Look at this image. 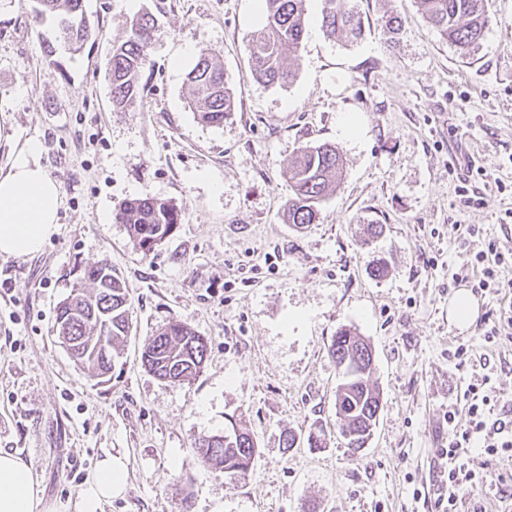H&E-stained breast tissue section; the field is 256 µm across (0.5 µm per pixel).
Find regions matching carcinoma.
I'll use <instances>...</instances> for the list:
<instances>
[{
    "label": "carcinoma",
    "mask_w": 512,
    "mask_h": 512,
    "mask_svg": "<svg viewBox=\"0 0 512 512\" xmlns=\"http://www.w3.org/2000/svg\"><path fill=\"white\" fill-rule=\"evenodd\" d=\"M84 0H37L35 19L56 25L59 38L78 52L95 37L86 21ZM264 24L250 35L248 51L253 74L267 85H286L295 72L286 55L297 52L305 30L307 0H262ZM351 0H322V26L330 36L349 41L362 34V21ZM426 21L461 50H475L488 25L486 0H419ZM159 34L152 14L137 13L129 21L124 39L113 43L109 61L112 107L129 110L137 105L140 77L150 64V47ZM190 104L204 124L220 126L236 111L221 60L203 52L187 74ZM343 161L328 143L299 149L287 176L292 189L283 212L286 224L299 228L317 222L319 205L336 190ZM113 219L127 226L130 238L149 252L181 221L174 205L150 197L133 198L115 212ZM127 292L112 274V266L98 262L84 269L81 281L58 307L56 333L72 357L97 376L112 369L113 352L129 333ZM207 342L190 325L169 322L143 345L142 363L157 378L170 382L189 380L203 370ZM328 355L340 369L342 382L336 390V418L341 434L353 450L369 439L372 419L381 397L372 383L373 357L370 345L348 330L339 331ZM194 448L203 462L234 481L248 477L257 454V442L241 421H234L222 435L202 436Z\"/></svg>",
    "instance_id": "1"
}]
</instances>
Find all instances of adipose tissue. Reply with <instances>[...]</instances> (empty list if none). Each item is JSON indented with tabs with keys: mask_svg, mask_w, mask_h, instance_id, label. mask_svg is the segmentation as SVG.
<instances>
[{
	"mask_svg": "<svg viewBox=\"0 0 512 512\" xmlns=\"http://www.w3.org/2000/svg\"><path fill=\"white\" fill-rule=\"evenodd\" d=\"M60 204V187L41 163L40 143L12 149L6 172H0V256L39 252L57 229ZM126 489V462L108 452L82 492L58 511L34 493L29 465L0 452V512H103L104 504Z\"/></svg>",
	"mask_w": 512,
	"mask_h": 512,
	"instance_id": "1",
	"label": "adipose tissue"
}]
</instances>
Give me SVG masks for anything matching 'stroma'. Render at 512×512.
I'll list each match as a JSON object with an SVG mask.
<instances>
[{"label":"stroma","instance_id":"obj_1","mask_svg":"<svg viewBox=\"0 0 512 512\" xmlns=\"http://www.w3.org/2000/svg\"><path fill=\"white\" fill-rule=\"evenodd\" d=\"M354 2L364 29L350 43L326 35L321 0H308L295 77L266 86L249 65L254 0H85L96 37L76 55L47 53L55 32L36 23L35 0H0V168L38 141L61 192L41 252L0 256V451L30 465L44 501L76 498L109 450L127 462L128 489L104 512H439L449 405L486 374L489 420L512 415V335L484 341L512 303V270L500 290L473 289L468 329L448 323L452 275L473 259L465 225L512 253V0H488L471 54L442 39L418 0ZM141 10L161 34L139 104L116 112L112 44ZM391 11L402 19L394 39L381 23ZM204 50L237 101L221 126L189 106L187 74ZM325 142L343 156L341 185L317 223H283L284 169ZM136 197L182 214L147 253L113 218ZM100 261L128 291L130 323L103 378L55 332L59 304ZM380 261L387 273L373 276ZM173 320L207 341L188 382L141 362ZM344 328L370 342L383 399L357 451L337 426L327 353ZM233 419L258 443L239 482L192 446ZM318 429L326 446L308 447ZM289 431L301 438L290 450Z\"/></svg>","mask_w":512,"mask_h":512}]
</instances>
